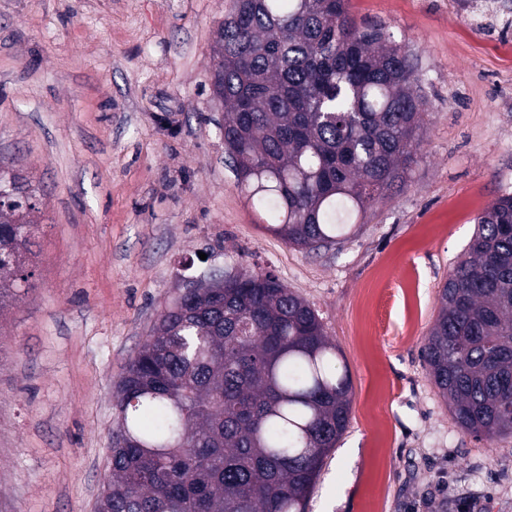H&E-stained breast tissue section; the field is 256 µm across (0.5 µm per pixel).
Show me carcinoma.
<instances>
[{
    "label": "carcinoma",
    "mask_w": 512,
    "mask_h": 512,
    "mask_svg": "<svg viewBox=\"0 0 512 512\" xmlns=\"http://www.w3.org/2000/svg\"><path fill=\"white\" fill-rule=\"evenodd\" d=\"M224 146L266 230L302 249L345 239L405 182L426 99L410 53L349 0H233L214 40ZM37 196L0 173V312L33 276ZM423 347L461 431L512 436V190L477 217ZM349 374L311 306L242 269L165 306L117 385L98 512H306L351 412Z\"/></svg>",
    "instance_id": "1"
}]
</instances>
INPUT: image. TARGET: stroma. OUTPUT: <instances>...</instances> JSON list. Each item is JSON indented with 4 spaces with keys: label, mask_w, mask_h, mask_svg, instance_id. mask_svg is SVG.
<instances>
[{
    "label": "stroma",
    "mask_w": 512,
    "mask_h": 512,
    "mask_svg": "<svg viewBox=\"0 0 512 512\" xmlns=\"http://www.w3.org/2000/svg\"><path fill=\"white\" fill-rule=\"evenodd\" d=\"M349 0L428 98L406 183L341 245L267 231L211 89L231 0H0V164L37 189L34 275L0 315V512H97L116 385L191 279L269 272L352 384L307 512H512V437L452 422L422 349L475 219L512 188V0Z\"/></svg>",
    "instance_id": "obj_1"
}]
</instances>
